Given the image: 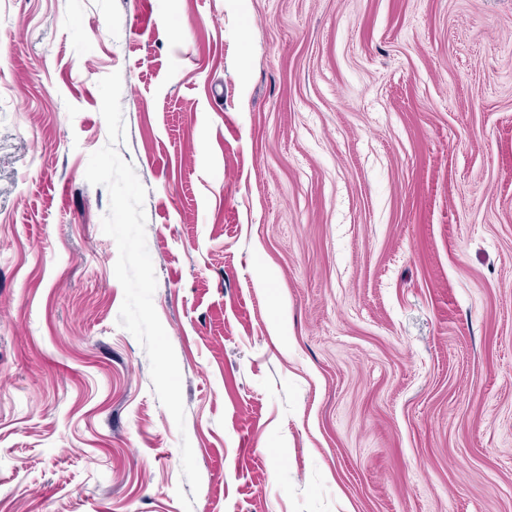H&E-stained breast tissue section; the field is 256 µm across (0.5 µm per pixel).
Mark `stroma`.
<instances>
[{
    "label": "stroma",
    "mask_w": 512,
    "mask_h": 512,
    "mask_svg": "<svg viewBox=\"0 0 512 512\" xmlns=\"http://www.w3.org/2000/svg\"><path fill=\"white\" fill-rule=\"evenodd\" d=\"M184 438L192 512H512V0H0V512H185Z\"/></svg>",
    "instance_id": "stroma-1"
}]
</instances>
